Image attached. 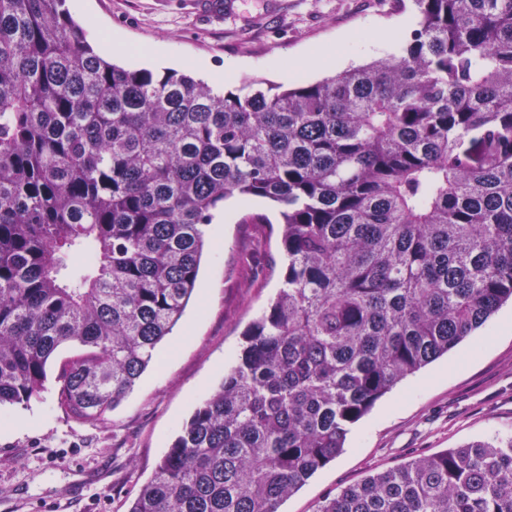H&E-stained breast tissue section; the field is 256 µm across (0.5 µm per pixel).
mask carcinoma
<instances>
[{"label": "carcinoma", "mask_w": 512, "mask_h": 512, "mask_svg": "<svg viewBox=\"0 0 512 512\" xmlns=\"http://www.w3.org/2000/svg\"><path fill=\"white\" fill-rule=\"evenodd\" d=\"M397 52L236 92L119 66L66 0H0V407L95 425L196 288L224 199L280 207L282 287L127 512H279L401 381L512 301V0H414ZM318 512H512V436Z\"/></svg>", "instance_id": "carcinoma-1"}]
</instances>
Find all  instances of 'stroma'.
I'll list each match as a JSON object with an SVG mask.
<instances>
[{
    "instance_id": "1",
    "label": "stroma",
    "mask_w": 512,
    "mask_h": 512,
    "mask_svg": "<svg viewBox=\"0 0 512 512\" xmlns=\"http://www.w3.org/2000/svg\"><path fill=\"white\" fill-rule=\"evenodd\" d=\"M93 45L111 39L114 60L172 69L209 80L227 63L239 85L276 88L315 82L331 71L389 54L387 32L408 41L417 22L413 0H236L220 13L196 0H70ZM159 49L132 60L127 46ZM335 54L334 67L299 60ZM262 224L249 223L252 215ZM197 288L160 364L148 369L120 406L94 426L68 418L55 403L56 375L73 354L62 346L48 366L41 401L13 407L31 419L0 430V512H126L171 446L180 426L223 379L244 334L281 286L286 259L279 210L255 199L225 200L214 213ZM512 435V304L487 325L379 400L355 425L343 452L285 500L280 512H318L326 497L364 476L412 457Z\"/></svg>"
}]
</instances>
